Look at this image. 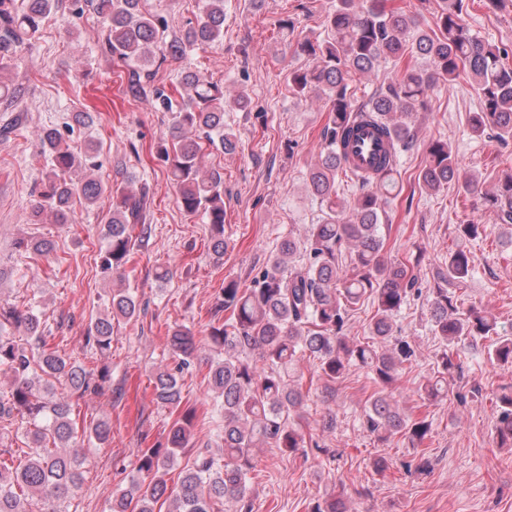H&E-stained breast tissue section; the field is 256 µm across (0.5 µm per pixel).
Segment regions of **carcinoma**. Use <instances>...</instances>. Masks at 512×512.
<instances>
[{"instance_id": "1", "label": "carcinoma", "mask_w": 512, "mask_h": 512, "mask_svg": "<svg viewBox=\"0 0 512 512\" xmlns=\"http://www.w3.org/2000/svg\"><path fill=\"white\" fill-rule=\"evenodd\" d=\"M76 14L90 12L106 28L101 52L112 64L128 73L127 88L141 95L154 68L169 59L178 60L191 51L203 50L224 37V0H199L196 21L171 40L164 38L167 20L143 11L142 0H71ZM59 0H0V98H14V89L4 71L22 47L40 33L43 20L58 7ZM355 0H337L325 20L331 37L322 43L305 40L312 63L291 75L298 95L326 96L331 112L322 131L319 162L306 171V185L322 205L320 223L311 225L304 246L306 262L296 267L289 258L298 251L296 242L285 239L253 285L241 288L234 281L221 289L220 310L228 313L219 325H210L208 383L224 404V435L216 460L209 448H200L193 462L178 473L177 489L166 476L177 465V455L192 437L195 412L183 406L178 377L166 368L153 373L157 403L177 414L167 448L140 449L138 475L112 496L110 512H213L221 502L231 512H253L250 477L256 461L254 449L269 446L290 455H308L307 438L294 415L304 405L308 392L297 374L299 359L317 360L316 376L336 383L352 367L367 370L375 391L368 401L364 425L372 433L399 434L414 448L421 447L430 432L429 422L400 411L386 390L396 384L402 365L415 352L396 337L395 317L418 282L420 259H386L382 224L387 196L397 187L400 154L416 145L409 123L413 112L427 105L430 92L441 82L468 76L475 83L480 106L471 113L470 130L476 137L491 132L503 142L512 140V66L506 63L507 46L483 41L463 18L464 0H443L436 28L425 30L399 6L376 2L357 11ZM159 47V53L153 48ZM394 64L389 81L367 99L348 94L351 72H371L380 61ZM179 97L155 90L154 106L171 114L172 140L159 147L176 188L178 206L209 225V246L216 260L224 258V176L217 170L207 177L199 173L201 141L221 152L237 147L233 130L224 125V87L203 75L187 71L180 75ZM376 126L393 142V149L378 163V174L364 176L348 170L341 147L354 136V114ZM46 161L41 201L30 213L34 224L49 212L58 224L71 221L72 200L88 206L99 204L106 189L96 178L77 173L99 168L94 141L75 153L63 142L56 127L37 133ZM349 178L359 189L350 210L336 202V179ZM420 183L439 191L455 181L472 191L477 177L465 175L448 142L435 139L426 146ZM110 192L111 210L105 225V248L100 270L120 282L135 250L152 232L147 196L121 188ZM485 203L501 224L512 226V169H506L495 190L484 195ZM350 249V262L342 261ZM470 252L461 246L448 251L442 279L461 284L469 275ZM370 299L369 340H350L343 328L350 312ZM431 330L441 344L437 371L417 391L435 399L448 394L449 379L460 369L467 345L497 333V321L470 307L461 309L449 289L428 292ZM141 304L129 288L112 291L111 315L89 323L85 341L104 353L112 346V321L131 320L141 313ZM24 329L22 345L7 334L6 326ZM168 350L177 360V370L191 365L195 336L179 328L168 339ZM490 359L501 368L512 367V336H498L489 350ZM0 372L11 378L9 396L0 399V419L28 420L31 447L18 464L0 460V512H29V496L37 495L46 512H69L60 503L71 502L82 481L78 454L66 451L78 438L70 419V404L54 399L46 387L34 383L37 375L64 383L82 396L96 392L104 372L96 373L46 348L41 319L32 307L20 310L0 302ZM495 439L498 447H512V391L496 399ZM53 447H48V444ZM310 512H348L343 493L317 501Z\"/></svg>"}]
</instances>
